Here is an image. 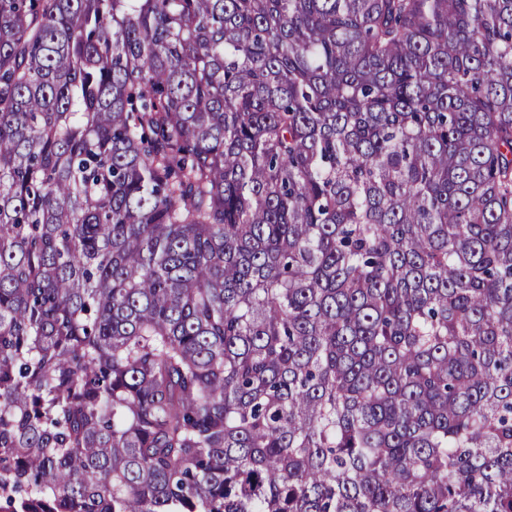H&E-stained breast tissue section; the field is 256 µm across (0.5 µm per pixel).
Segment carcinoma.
Wrapping results in <instances>:
<instances>
[{
  "label": "carcinoma",
  "instance_id": "cac0c4a2",
  "mask_svg": "<svg viewBox=\"0 0 512 512\" xmlns=\"http://www.w3.org/2000/svg\"><path fill=\"white\" fill-rule=\"evenodd\" d=\"M0 512H512V0H0Z\"/></svg>",
  "mask_w": 512,
  "mask_h": 512
}]
</instances>
